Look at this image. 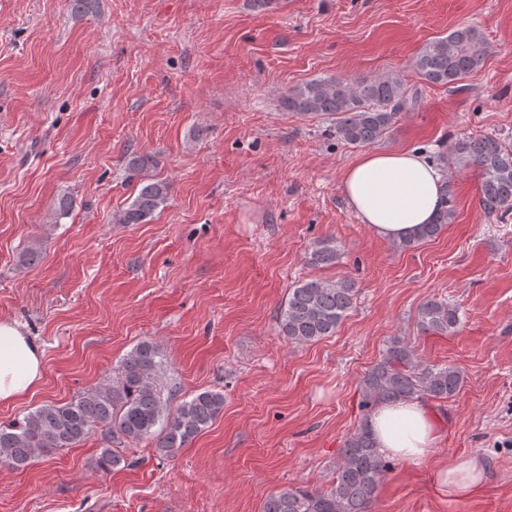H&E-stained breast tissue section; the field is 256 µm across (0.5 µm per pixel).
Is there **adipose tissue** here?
<instances>
[{"label": "adipose tissue", "instance_id": "adipose-tissue-1", "mask_svg": "<svg viewBox=\"0 0 512 512\" xmlns=\"http://www.w3.org/2000/svg\"><path fill=\"white\" fill-rule=\"evenodd\" d=\"M445 181L425 151L370 150L348 166L340 190L375 235L401 241L433 222ZM43 358L41 346L18 323L0 320V404L17 402L41 384ZM368 426L382 455L413 465L431 458L441 435L435 412L421 399L379 406ZM433 481L437 495L453 508L482 492L488 471L478 457L455 455L434 467Z\"/></svg>", "mask_w": 512, "mask_h": 512}]
</instances>
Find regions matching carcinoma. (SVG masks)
Instances as JSON below:
<instances>
[{
	"label": "carcinoma",
	"instance_id": "1",
	"mask_svg": "<svg viewBox=\"0 0 512 512\" xmlns=\"http://www.w3.org/2000/svg\"><path fill=\"white\" fill-rule=\"evenodd\" d=\"M482 43L477 28L459 27L427 43L414 67L429 84H456L482 66ZM408 102V89L393 73L356 82L336 77L310 81L290 89L284 99L294 112L336 116V138L356 146L382 138ZM450 154L456 167L480 170L478 203L484 214L507 221L512 214V146L492 135L470 137L456 141ZM168 190L163 181L143 185L121 222L146 221L168 201ZM450 217L448 207H442L434 223L423 225L398 246L408 248L434 237ZM339 258V249L330 238L314 241L308 252L309 263L316 266L333 265ZM355 295V284L349 280H305L288 293L278 316L279 333L294 344L331 336ZM418 324L427 333H454L461 324L459 308L449 301L429 300L418 310ZM166 374L160 348L150 341L141 342L121 362L115 380L0 425V462L24 468L34 458L80 443L98 430L106 442L97 459L103 471L124 462L117 446L126 442L156 436L160 452L174 454L210 427L224 410V394L205 390L174 409L172 389L164 382ZM462 383L456 367L424 365L403 340L393 337L360 380L361 406L371 411L399 400H444L456 394ZM390 468L364 423L345 440L329 488L287 486L268 497L263 512H372L377 490Z\"/></svg>",
	"mask_w": 512,
	"mask_h": 512
}]
</instances>
